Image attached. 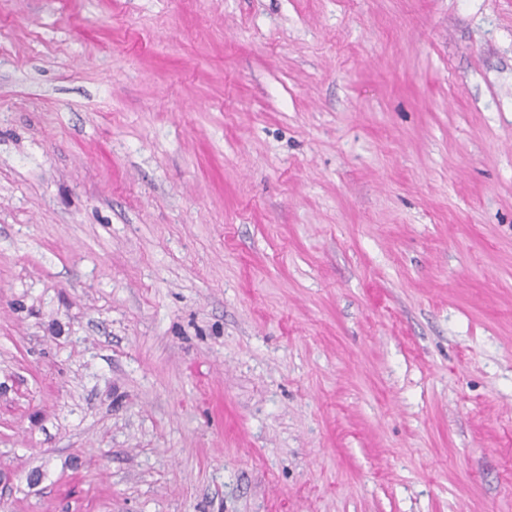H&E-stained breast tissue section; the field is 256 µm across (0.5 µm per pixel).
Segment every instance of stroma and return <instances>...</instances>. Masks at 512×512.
Masks as SVG:
<instances>
[{
  "label": "stroma",
  "mask_w": 512,
  "mask_h": 512,
  "mask_svg": "<svg viewBox=\"0 0 512 512\" xmlns=\"http://www.w3.org/2000/svg\"><path fill=\"white\" fill-rule=\"evenodd\" d=\"M0 512H512V0H0Z\"/></svg>",
  "instance_id": "obj_1"
}]
</instances>
